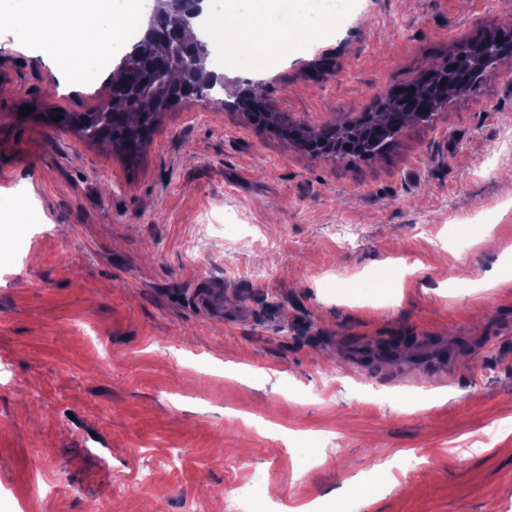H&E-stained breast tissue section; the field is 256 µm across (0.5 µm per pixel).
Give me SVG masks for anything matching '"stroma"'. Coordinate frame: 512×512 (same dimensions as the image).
<instances>
[{"label": "stroma", "instance_id": "stroma-1", "mask_svg": "<svg viewBox=\"0 0 512 512\" xmlns=\"http://www.w3.org/2000/svg\"><path fill=\"white\" fill-rule=\"evenodd\" d=\"M496 33L512 0H348L228 78L319 129ZM64 66L0 24V512H512V281L468 286L512 258L511 73L353 163L189 99L131 160L57 122L111 91ZM104 78L102 70L85 68L82 65L66 69L63 84L68 89H80Z\"/></svg>", "mask_w": 512, "mask_h": 512}]
</instances>
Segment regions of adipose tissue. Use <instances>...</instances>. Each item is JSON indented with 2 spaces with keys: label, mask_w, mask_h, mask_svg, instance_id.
I'll use <instances>...</instances> for the list:
<instances>
[{
  "label": "adipose tissue",
  "mask_w": 512,
  "mask_h": 512,
  "mask_svg": "<svg viewBox=\"0 0 512 512\" xmlns=\"http://www.w3.org/2000/svg\"><path fill=\"white\" fill-rule=\"evenodd\" d=\"M123 9H115V0H0V19H8L24 34L26 43L48 46L56 55L71 56L79 52L85 59L112 54V46L125 33L142 26L140 0H122ZM284 0H252L254 27H244V15L236 5L223 12L208 14V35L225 48V69L237 66L241 52L259 42L265 52L259 62L277 46L304 38L308 28L302 19L279 22Z\"/></svg>",
  "instance_id": "1"
}]
</instances>
